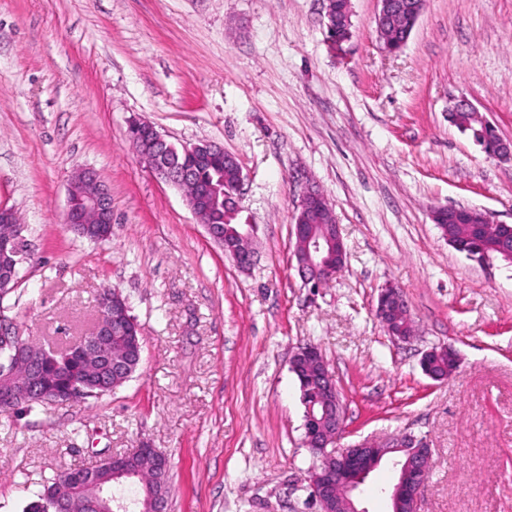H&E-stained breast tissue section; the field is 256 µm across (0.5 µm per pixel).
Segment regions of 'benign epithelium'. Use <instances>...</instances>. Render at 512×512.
Returning <instances> with one entry per match:
<instances>
[{"label":"benign epithelium","instance_id":"1","mask_svg":"<svg viewBox=\"0 0 512 512\" xmlns=\"http://www.w3.org/2000/svg\"><path fill=\"white\" fill-rule=\"evenodd\" d=\"M395 0H378L379 9L375 17L377 33L391 52L402 49L406 42L397 40L390 32L389 21L394 14ZM328 31L339 27L346 28V37L333 38L331 48L339 47L342 42L352 38L349 27L350 15H345L341 24L332 21L331 0H326ZM460 109L472 111L482 121V132L477 144L490 158L500 162L512 161V140L503 138L496 127L477 107L465 98L455 102L452 111ZM128 131L131 139L138 141V155L147 162L157 178L179 189L190 182L192 168L190 162L213 154H224V165L239 166L235 155L224 148L209 142L182 146V153L188 164L181 166L176 173L177 158L175 146L156 126L140 118L129 121ZM325 213H332L329 200L321 192L305 187L301 192L293 216L291 236L294 237V249L291 260L303 283L317 288L327 278L341 270L347 259V252L338 224H318L316 220ZM67 228L79 237L92 240H107L112 236V198L108 186L103 183L98 172L85 168L72 177L68 190L67 207L64 213ZM228 232L236 236L245 249L231 253V258L242 270L254 265L255 252L251 241L255 238L256 226L241 224L230 228ZM21 282L15 268L0 270V291H12ZM124 300L120 296L107 295L99 313V321L91 334L82 337L80 343L63 352L67 358L77 357L86 365L85 381L95 387H112V378L123 374L130 366L137 349V343L131 342L126 353L113 356L109 352L112 334L124 330L122 310ZM408 311V304L401 293L393 286L381 289L375 309L377 319L383 326H389L388 318L393 313ZM9 350L7 362H0V407L14 410L27 400H44L49 404L73 399L62 391H50L40 383V377L49 362L54 360L58 351H44L35 355L30 351L28 341L24 340L14 321L0 315V348ZM107 361L112 376L98 372V362ZM20 369L28 373V382L19 387L11 380V373ZM318 380L322 388L331 395V404L322 408L318 428L305 443L312 446V452L319 455L308 477L309 500L317 507V512H367L362 506V486L369 475L379 466L389 463L395 469L394 482L384 490L389 501V512H419L421 490L427 479L426 470L431 465L432 452L428 443L412 434L401 433L391 438L367 442L357 446L335 448L344 431L345 407L334 376L321 366ZM332 451H327V448ZM121 465L108 456L86 468L74 478L79 486H90L96 493L89 499L77 504L70 500L54 498L55 512H126L128 506L116 504L106 495L104 483L112 479V473L119 472Z\"/></svg>","mask_w":512,"mask_h":512}]
</instances>
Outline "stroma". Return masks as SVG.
<instances>
[{"mask_svg":"<svg viewBox=\"0 0 512 512\" xmlns=\"http://www.w3.org/2000/svg\"><path fill=\"white\" fill-rule=\"evenodd\" d=\"M328 47L323 0H0V205L33 260L10 299L23 338L89 335L115 288L142 328L141 364L108 395L0 411V512H25L55 473L147 443L170 461V512H315L304 407L290 369L318 346L346 405L340 446L411 432L432 464L421 512H512V264L455 251L434 205L512 224V162L448 121L467 98L512 138V0H426L388 52L377 0H351ZM210 141L244 177L254 266L239 270L127 137ZM112 194V236L64 224L72 174ZM328 198L347 252L324 286L289 257L303 182ZM399 287L416 334L375 317ZM458 355L437 381L421 360Z\"/></svg>","mask_w":512,"mask_h":512,"instance_id":"stroma-1","label":"stroma"}]
</instances>
